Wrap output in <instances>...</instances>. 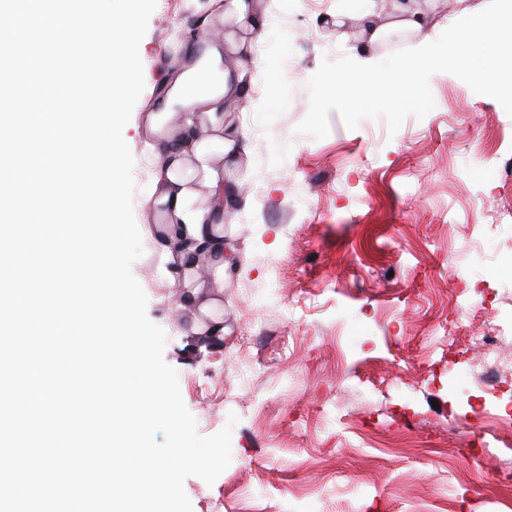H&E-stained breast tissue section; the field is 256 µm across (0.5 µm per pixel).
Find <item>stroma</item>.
<instances>
[{
    "label": "stroma",
    "mask_w": 512,
    "mask_h": 512,
    "mask_svg": "<svg viewBox=\"0 0 512 512\" xmlns=\"http://www.w3.org/2000/svg\"><path fill=\"white\" fill-rule=\"evenodd\" d=\"M255 4L267 51L234 56L248 93L220 118L240 146L211 160L226 172L224 247L237 256L223 274L210 260L178 267L146 202L165 145L151 117L194 44H224L210 0H157L139 47L145 89L123 130L147 315L199 433L232 428L214 484L184 483L193 512H512V483L499 480L512 447L473 413V354L438 339L461 315L512 317V116L437 73L434 108L396 133L381 119L349 129L334 112L324 138L294 131L322 59L363 47L384 60L488 0H420L421 34L378 41L354 21L362 0L321 14L305 0ZM215 320L223 336L203 335Z\"/></svg>",
    "instance_id": "obj_1"
}]
</instances>
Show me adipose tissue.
<instances>
[{"instance_id": "obj_1", "label": "adipose tissue", "mask_w": 512, "mask_h": 512, "mask_svg": "<svg viewBox=\"0 0 512 512\" xmlns=\"http://www.w3.org/2000/svg\"><path fill=\"white\" fill-rule=\"evenodd\" d=\"M217 12L224 14L237 28L239 38L232 44L233 49L254 44L262 40L268 30L265 16L255 13L252 0H213ZM220 56L208 60V69L218 72V83L211 89L191 94L195 82L196 69L181 72L173 83L169 106L192 109L195 105L206 104L212 110L230 104L246 94V84L241 75L221 70ZM237 144L236 135L230 134L200 140L194 136L193 125H186L178 138L165 142L166 160L159 169L156 181L158 195L156 201L166 208L167 217L164 240L178 244L179 263L184 268H192L198 250L215 257L218 265H226L224 256V236L218 226L224 221V201L216 199L211 207L201 209L192 203L193 188L189 177L184 175L182 158L187 152H194L206 181L214 191H221L224 173L212 168L209 160L213 154H230Z\"/></svg>"}]
</instances>
